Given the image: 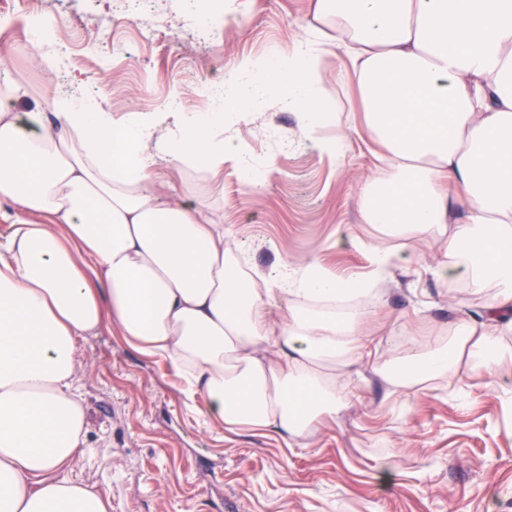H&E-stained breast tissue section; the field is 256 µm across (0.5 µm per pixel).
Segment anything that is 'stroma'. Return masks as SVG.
<instances>
[{
  "label": "stroma",
  "instance_id": "35a3bbf8",
  "mask_svg": "<svg viewBox=\"0 0 512 512\" xmlns=\"http://www.w3.org/2000/svg\"><path fill=\"white\" fill-rule=\"evenodd\" d=\"M244 27L209 32L178 0H0V58L49 106L56 93L142 112L179 95L186 112H211L201 85L214 87L241 56L291 51L310 20V0H238ZM59 18L45 52L60 47L52 74L24 48L26 24ZM348 150L337 162L307 141L297 113L268 107L236 126L254 159L274 168L260 193L233 163L214 178L166 170L182 196L206 198L231 228L252 267L320 262L339 278L372 268L380 243L364 223L359 194L387 175L365 131L343 123ZM408 261L361 299L373 351L358 373L337 374L356 398L336 418L302 435L228 430L200 416L167 359L131 349L102 329L79 343L77 385L87 411L86 450L71 472L112 500V512H512V406L494 374L461 369L417 392L394 391L374 366L442 342L450 322L482 316L492 289L455 290L432 273L448 239L413 240Z\"/></svg>",
  "mask_w": 512,
  "mask_h": 512
}]
</instances>
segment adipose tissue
Masks as SVG:
<instances>
[{
	"instance_id": "adipose-tissue-1",
	"label": "adipose tissue",
	"mask_w": 512,
	"mask_h": 512,
	"mask_svg": "<svg viewBox=\"0 0 512 512\" xmlns=\"http://www.w3.org/2000/svg\"><path fill=\"white\" fill-rule=\"evenodd\" d=\"M335 50L350 61L367 130L394 159L360 194L383 239L374 280L403 261L405 242L447 235L437 276L494 287L487 318L512 330V0H313L291 53L235 63L249 85H229L218 112L171 102L129 116L61 97L17 113L28 91L0 64V201L23 212L0 242V512H112L68 475L87 423L77 343L107 325L133 350L165 356L198 413L222 424L285 438L345 408L336 373L368 351L361 314L334 304L365 279L316 263L263 278L208 203L177 199L155 170L159 153L213 174L234 160L258 191L273 161L249 164L224 135L250 120L256 93L297 112L306 137L342 159L344 137L322 134L341 119L320 71ZM278 294L291 303L275 322ZM473 359L491 371L512 366V351L465 316L444 346L379 373L410 390Z\"/></svg>"
}]
</instances>
